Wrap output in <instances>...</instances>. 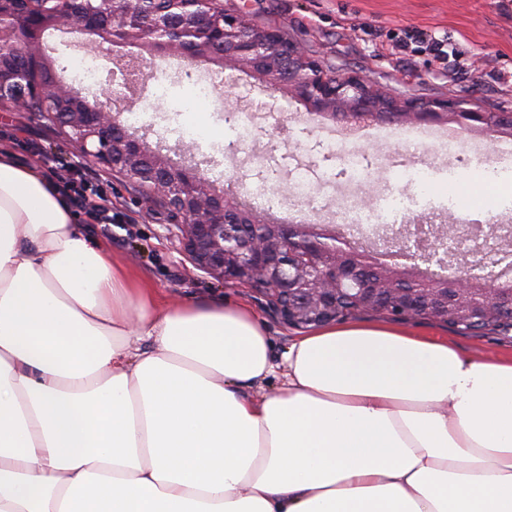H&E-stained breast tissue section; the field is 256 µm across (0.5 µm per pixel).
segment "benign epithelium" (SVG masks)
Here are the masks:
<instances>
[{
	"instance_id": "7a95c632",
	"label": "benign epithelium",
	"mask_w": 512,
	"mask_h": 512,
	"mask_svg": "<svg viewBox=\"0 0 512 512\" xmlns=\"http://www.w3.org/2000/svg\"><path fill=\"white\" fill-rule=\"evenodd\" d=\"M56 2L55 8L33 17L18 7L20 0H0V41L17 62L12 69L0 65V95H10L11 112L28 111L33 96L51 105L76 98L68 85L56 80L16 90L20 67L54 73L41 42L46 32L60 31L86 36L83 48L88 51L109 55L115 47L133 48L143 68L168 54L191 63L203 59L230 69L249 67L259 81L287 89L310 111L343 129L367 122L451 120L462 128L478 122L512 134L511 112H485L466 98L393 99L356 73L325 72L300 46L281 42L274 29L256 30L236 17L214 22L202 9L206 0H154L145 23L127 11L130 0H101L94 10L79 0ZM135 102L132 98L117 107L109 89L88 109L61 113L73 130L66 145L111 170L139 174L148 201L175 188L173 207L193 264L226 285L259 291L284 325L308 329L335 322L336 286L342 282L358 285V305L365 313L389 310L396 318H417L424 298L449 293L451 304L434 310L440 321L454 317L477 324L493 316L512 323V287L486 288L472 271L443 266L426 236L418 246L406 244L396 254L398 261L379 266L374 282L360 281L357 268L347 263L354 248L351 240L314 224H272L243 205L233 190L212 189L201 174L173 163L145 138L130 136L120 116ZM473 230L481 247L472 257L480 266L481 258L496 251L498 235L493 224H476ZM407 282L419 288H403Z\"/></svg>"
}]
</instances>
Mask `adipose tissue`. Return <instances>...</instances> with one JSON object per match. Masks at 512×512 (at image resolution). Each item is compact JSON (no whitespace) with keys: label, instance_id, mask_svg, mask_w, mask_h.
<instances>
[{"label":"adipose tissue","instance_id":"obj_1","mask_svg":"<svg viewBox=\"0 0 512 512\" xmlns=\"http://www.w3.org/2000/svg\"><path fill=\"white\" fill-rule=\"evenodd\" d=\"M0 512H512V358L359 322L273 358L0 149Z\"/></svg>","mask_w":512,"mask_h":512}]
</instances>
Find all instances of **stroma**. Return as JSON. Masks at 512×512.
<instances>
[{
  "label": "stroma",
  "instance_id": "1",
  "mask_svg": "<svg viewBox=\"0 0 512 512\" xmlns=\"http://www.w3.org/2000/svg\"><path fill=\"white\" fill-rule=\"evenodd\" d=\"M225 9L251 24L283 32L310 56L335 71L367 75L383 93L403 98L462 97L486 111H512V0H224ZM448 34L457 57L441 61L432 54L390 53L393 33L411 28ZM148 80L147 100L158 109L151 122L131 126L151 146L180 164H195L215 184L239 189H264L272 203L294 205L291 185L298 170H306L315 195L305 203L309 221L324 224L340 199L367 209L384 194L408 192L433 201L434 209H413L409 224H442L443 211L453 205L456 191L470 192L489 166L497 164L503 138L488 132L461 130L455 153L438 158L428 153L436 125H419L417 140L397 143L385 137L355 140L356 163L337 150L338 134L329 120L309 114L306 105L260 84L248 70H223L201 60L186 64L177 57L155 59ZM221 72L207 108L209 124L219 137L235 134L243 105H251L252 138L248 145L224 156L188 148L171 134L166 110L180 107L183 124L198 122L190 106L195 81ZM23 128L43 139L49 153L67 160L78 155L64 145L61 134L28 112L0 118V134ZM96 183L126 221L93 224L89 230L133 272L156 288L163 302L221 296L246 304L266 327L273 355H280L298 336L266 309L263 298L248 286H226L197 269L179 242V228L163 208L143 201L102 164L89 162ZM425 181L410 182L417 168ZM406 330L444 339L461 352L489 360L512 357V338L469 336L432 321H411Z\"/></svg>",
  "mask_w": 512,
  "mask_h": 512
}]
</instances>
